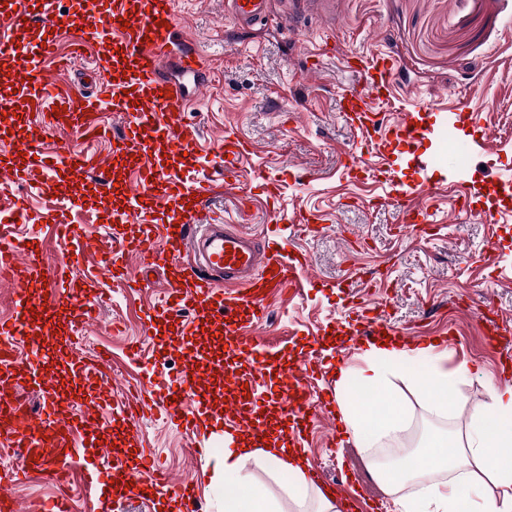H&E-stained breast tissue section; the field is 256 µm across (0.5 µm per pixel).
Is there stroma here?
<instances>
[{
	"mask_svg": "<svg viewBox=\"0 0 512 512\" xmlns=\"http://www.w3.org/2000/svg\"><path fill=\"white\" fill-rule=\"evenodd\" d=\"M174 11L176 48L203 56L202 93L183 119L198 136L188 169L213 186L207 210L251 235L270 227L287 250L309 260L302 288L268 296V316L255 330L262 351L288 355L312 396H336L337 367L359 364L366 344L351 309L369 306L400 336L421 343L451 337L448 365H468L460 390L468 406L482 404L489 388L512 376V334L486 347L477 318L478 308L488 306L512 323V184L491 176L512 170V0H271L269 17L248 25L225 14L224 0H174ZM380 48L399 62L395 83L408 91L401 104L421 109L416 140L363 137L341 112V93L359 83L344 57ZM97 57L91 43L67 71L49 62L44 68L78 98L100 90ZM458 108L471 121L455 124ZM99 123L105 137L79 134L70 142L92 164L78 184H62L54 197L9 184L13 210L0 219L14 220L17 237L36 239L47 264L83 270L109 295L82 331L65 336L67 356L106 350L112 361L84 381L82 403L62 413L99 419L106 427L99 445L110 448L114 408L148 378L168 380L184 364L146 317L161 301L166 269L146 271L128 257L130 273L146 284L134 292L102 261L100 246L135 227L111 223L99 197V170L122 132L112 113H100ZM228 131L249 147L230 179L221 152ZM461 150L470 158L462 174ZM349 152L362 155L367 170L345 168ZM266 179L279 185L275 200L263 192ZM420 183L432 188L416 199L432 221L411 226L394 195ZM74 187L88 199L83 209L66 207ZM487 208L497 210L498 223L480 220ZM51 214L80 226V242H59ZM208 391L216 416L205 440L178 429L157 407L138 414L129 434L161 456L175 479L193 483L202 512H218L208 459L224 445L223 382L213 381ZM306 423L307 457L343 512H358L368 493L376 512H395L372 456L353 440L337 444L338 420L314 408ZM18 461L15 449L0 446V486L21 512H42L58 484L47 473L18 479ZM73 464L66 490L73 512H98L103 500L109 512H154L161 498L146 480L135 497L105 493L81 481L82 458Z\"/></svg>",
	"mask_w": 512,
	"mask_h": 512,
	"instance_id": "35a3bbf8",
	"label": "stroma"
}]
</instances>
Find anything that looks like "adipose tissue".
I'll return each instance as SVG.
<instances>
[{
	"label": "adipose tissue",
	"mask_w": 512,
	"mask_h": 512,
	"mask_svg": "<svg viewBox=\"0 0 512 512\" xmlns=\"http://www.w3.org/2000/svg\"><path fill=\"white\" fill-rule=\"evenodd\" d=\"M361 359V366L340 367L338 402L347 435L370 454L400 445L411 426L397 382L448 419L457 411L451 395L470 374L464 364L449 368L447 350L394 337L370 341ZM234 442L225 435L224 452L213 457L215 488L224 494L221 512H340L332 491L309 480L305 456L281 439L257 449ZM252 460L268 481L248 471ZM379 477L396 512H512V385L491 388L460 434L434 433L417 450L394 457Z\"/></svg>",
	"instance_id": "1"
}]
</instances>
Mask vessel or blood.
I'll list each match as a JSON object with an SVG mask.
<instances>
[{
	"label": "vessel or blood",
	"mask_w": 512,
	"mask_h": 512,
	"mask_svg": "<svg viewBox=\"0 0 512 512\" xmlns=\"http://www.w3.org/2000/svg\"><path fill=\"white\" fill-rule=\"evenodd\" d=\"M79 10L82 38L98 43V69L108 76L101 93L75 99L45 75L44 60L57 56L55 32L69 24L68 15L57 11L56 0H7L6 5H0V26H7L10 34L0 38V56L19 60L22 82L5 110L14 118L33 111L41 113L44 124L58 132L93 130L97 113L104 110L121 116L124 132L112 151L111 163L118 168L133 161L139 168L135 197L122 191L113 200L116 223L125 224L133 218L139 224L138 234L122 238L121 247L135 254L144 268L165 266L182 254L190 256L189 264L172 270L162 312L188 306L202 318L223 317L224 344L242 367L234 379L256 385L280 368L278 362L259 353L253 336L255 325L267 317L265 298L270 292L298 287L308 259L286 250L274 238L256 242L230 230L214 216L203 224L186 220L185 206L191 194L210 193V186L186 185L149 155V148L157 145L180 154L190 152L197 140L195 128L181 119L188 108L187 86L161 74L176 36L172 0H81ZM226 11L237 21L258 23L266 18V0H226ZM34 15L41 19V27L26 29V19ZM396 68L392 56L383 51L357 56L355 70L360 82L345 90L343 110L361 132L369 134L381 127L374 106L389 103ZM417 121L415 112L403 111L385 129L395 138L413 139L420 133ZM29 148L36 155L34 168L46 172H71L77 161L73 155L40 150L34 141ZM163 209L179 216V224L157 228L154 215ZM12 236L11 225L1 224L0 262L14 264L19 306L14 323L0 324V334L8 338L7 344L0 346V394L4 397L29 359L26 348L16 340L32 320L28 289L49 293L43 302L44 328L49 336L58 332L54 314L62 298L75 301L69 311L71 323L83 322L92 309L90 303L78 300L89 285L86 274L73 270L65 278L44 275L33 246L27 249L29 261L17 263L14 249L6 245ZM214 272L223 274V282L211 280ZM203 386L202 376L185 375L164 386L155 401L164 407L167 418L184 423L192 434L199 435L208 431L212 415ZM41 392L44 417L36 426L18 419L6 400L0 403V434L21 448V471L25 474L50 466L62 470L75 448V431L91 438L101 428L98 421L86 418L68 422L57 419L58 390L45 385ZM281 401L290 404V412L298 420L312 405L301 379L292 374L271 396L253 395L226 404L224 417L234 422L238 432L261 435L268 430L265 411ZM121 468L126 482L135 483L141 474H151L156 486L173 492L181 512H198L192 483L172 479L144 450H136Z\"/></svg>",
	"instance_id": "obj_1"
}]
</instances>
